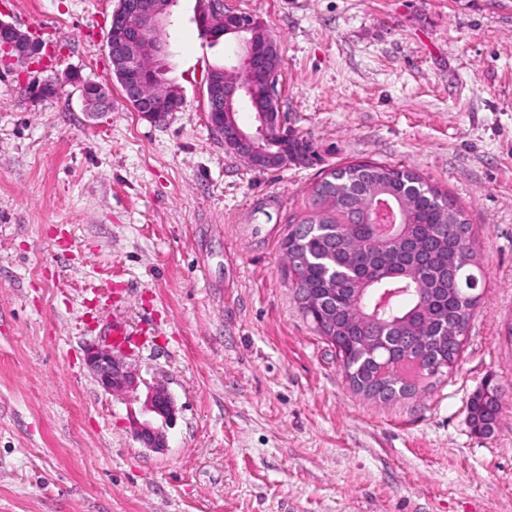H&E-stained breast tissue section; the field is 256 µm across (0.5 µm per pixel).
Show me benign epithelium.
I'll return each instance as SVG.
<instances>
[{
  "label": "benign epithelium",
  "instance_id": "benign-epithelium-1",
  "mask_svg": "<svg viewBox=\"0 0 512 512\" xmlns=\"http://www.w3.org/2000/svg\"><path fill=\"white\" fill-rule=\"evenodd\" d=\"M177 0H118L112 11L107 34L108 56L125 101L144 117L158 121L163 113L156 106L166 104L178 111L184 103L181 90L166 81L165 57L169 52L167 28ZM195 19L217 41L233 35L240 52L224 64V73L210 71L204 80L211 126L224 137V147L250 166L271 170L300 164L308 152L293 146L296 141L279 109L282 85L280 45L258 18L238 13L224 0H198ZM45 43L0 19V52L3 61L26 64L42 55ZM81 95L89 108L106 107L105 90L97 83L83 81L77 74ZM248 106L253 124L244 128L238 121L242 106ZM85 360L97 383L107 392L126 396L137 392L138 376L112 350L90 346ZM144 409L151 420L135 428V436L157 452L167 448L164 425L175 416V402L162 384L147 387Z\"/></svg>",
  "mask_w": 512,
  "mask_h": 512
}]
</instances>
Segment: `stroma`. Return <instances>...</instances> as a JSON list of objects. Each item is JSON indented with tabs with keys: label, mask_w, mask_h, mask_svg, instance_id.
<instances>
[{
	"label": "stroma",
	"mask_w": 512,
	"mask_h": 512,
	"mask_svg": "<svg viewBox=\"0 0 512 512\" xmlns=\"http://www.w3.org/2000/svg\"><path fill=\"white\" fill-rule=\"evenodd\" d=\"M116 5L0 0L52 47L0 63V512H512V0H227L278 40L280 107L311 146L267 171L207 117L205 76L237 42L178 0L165 65L185 105L154 122L112 71ZM36 78L56 94L33 98ZM364 161L447 189L483 271L456 367L391 402L348 385L282 249L312 185ZM116 319L174 398L165 451L85 363ZM491 378L502 415L481 436L467 402ZM71 80L80 83L81 95L86 106L94 111L106 107L107 96L105 90L97 83L82 81L78 74L71 75Z\"/></svg>",
	"instance_id": "obj_1"
}]
</instances>
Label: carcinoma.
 I'll return each mask as SVG.
<instances>
[{
  "label": "carcinoma",
  "mask_w": 512,
  "mask_h": 512,
  "mask_svg": "<svg viewBox=\"0 0 512 512\" xmlns=\"http://www.w3.org/2000/svg\"><path fill=\"white\" fill-rule=\"evenodd\" d=\"M412 192L416 206L400 214L402 237L378 238L363 198L375 193L391 200ZM423 239L422 260L408 249ZM283 246L296 260L289 270L295 294L332 289L323 323L306 313L331 345L354 391L390 402L414 395L413 382L453 370L463 342H450L441 327L468 323L479 302L467 281L480 278L472 228L462 206L447 192L406 167L357 162L330 170L309 195V211L288 225ZM395 293L374 311L379 295ZM360 306L367 321L349 327V311ZM500 386L493 380L467 404L471 431L490 434L498 427Z\"/></svg>",
  "instance_id": "obj_1"
}]
</instances>
